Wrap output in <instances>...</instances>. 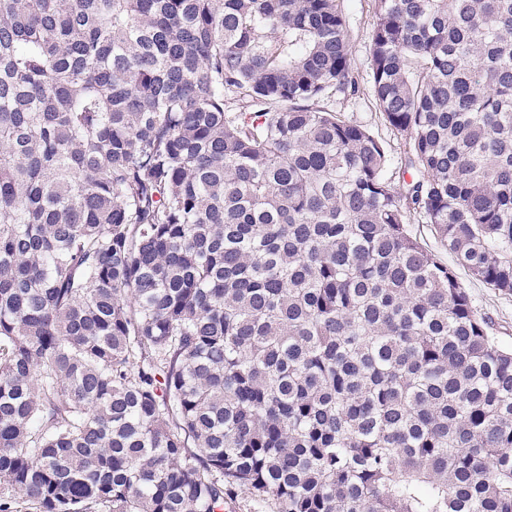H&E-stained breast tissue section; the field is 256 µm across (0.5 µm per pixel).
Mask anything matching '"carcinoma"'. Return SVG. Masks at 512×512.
<instances>
[{
    "instance_id": "1",
    "label": "carcinoma",
    "mask_w": 512,
    "mask_h": 512,
    "mask_svg": "<svg viewBox=\"0 0 512 512\" xmlns=\"http://www.w3.org/2000/svg\"><path fill=\"white\" fill-rule=\"evenodd\" d=\"M375 9L402 190L347 0H0V512H512V0ZM374 1L351 0L349 2L350 57L355 72L359 73V91L354 96L336 92L325 103L328 109L363 125L371 135L387 145L392 158V165L387 174L396 185H401L400 157H403L408 146L405 137L392 131L376 110L373 87L368 75L370 35L376 22ZM412 232L441 261L455 269L459 281L466 288L478 313L489 319L490 331L506 346L512 347V296L495 293L491 288L472 277L468 271L455 264L448 249L442 246L424 224H411Z\"/></svg>"
}]
</instances>
